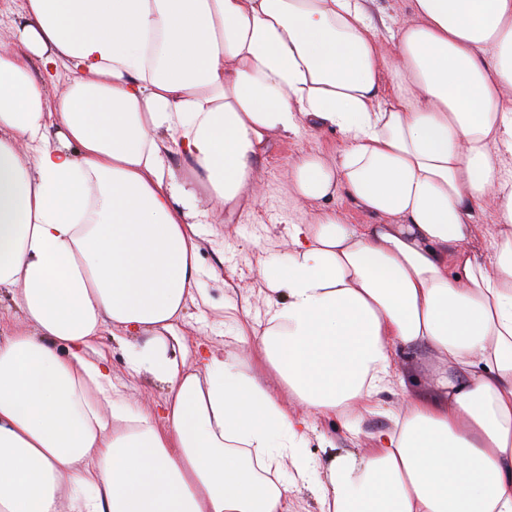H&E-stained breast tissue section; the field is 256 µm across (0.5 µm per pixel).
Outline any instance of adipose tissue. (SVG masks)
Masks as SVG:
<instances>
[{
    "instance_id": "1",
    "label": "adipose tissue",
    "mask_w": 512,
    "mask_h": 512,
    "mask_svg": "<svg viewBox=\"0 0 512 512\" xmlns=\"http://www.w3.org/2000/svg\"><path fill=\"white\" fill-rule=\"evenodd\" d=\"M373 2L21 0L0 49V297L21 317L0 328V512H293L310 418L380 412L420 349L435 395L329 458L321 512H512V0H412L392 60ZM304 126L345 148L296 160L295 200L373 223L289 225L263 332L238 326L251 362L169 351L199 196L250 206L274 136ZM107 331L137 337L127 372L166 383L162 416L127 409Z\"/></svg>"
}]
</instances>
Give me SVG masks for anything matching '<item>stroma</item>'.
<instances>
[{"mask_svg": "<svg viewBox=\"0 0 512 512\" xmlns=\"http://www.w3.org/2000/svg\"><path fill=\"white\" fill-rule=\"evenodd\" d=\"M343 147V142L333 131L301 129L294 138L276 140L257 167L255 175L264 192L254 207L238 211L228 220L224 217L223 206L214 199L202 197L201 209L214 217L213 223L202 227L204 241L199 253L203 270L199 288L208 303L200 308L189 306L179 324L180 331L187 335L191 344H206L218 352L247 359L248 348L235 336L237 323L245 319L257 329L265 328L263 270L287 255L290 249L288 226L311 222L320 208L341 209L353 224L370 223V216L350 203L328 199L321 205L301 208L288 194V176L301 153L315 152L333 162ZM101 341L108 352L113 380L127 397L128 409L136 412L158 408L166 397V385L149 377H130L126 369V347L107 335L102 336ZM437 367V359L425 349L401 359L397 375L404 380L406 389L387 395L388 409L403 411L404 395L427 397L433 394V374ZM388 424V419L381 415L365 417L358 422L359 437L353 439L346 432L343 419H315L308 453L311 459L323 461L335 450L366 453L371 446L370 433Z\"/></svg>", "mask_w": 512, "mask_h": 512, "instance_id": "stroma-1", "label": "stroma"}]
</instances>
